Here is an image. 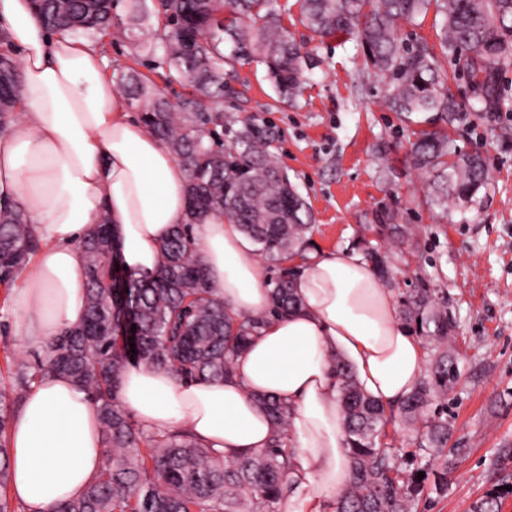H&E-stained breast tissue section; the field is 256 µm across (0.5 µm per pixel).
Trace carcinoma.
Returning <instances> with one entry per match:
<instances>
[{"label":"carcinoma","mask_w":512,"mask_h":512,"mask_svg":"<svg viewBox=\"0 0 512 512\" xmlns=\"http://www.w3.org/2000/svg\"><path fill=\"white\" fill-rule=\"evenodd\" d=\"M32 7L53 31L106 36L112 28L113 0H32ZM432 8L441 16V56L426 44L408 45L401 30V22H413ZM128 11L139 30L141 50L152 55L162 50L157 66L175 70L194 89L176 109L149 90L145 75L131 67L119 73L141 120L188 173L187 222L166 236L159 270L148 279L117 276L115 230L98 225L80 245L85 318L63 331L43 360L17 367L16 399L36 380L62 374L97 407L103 466L79 496L52 512H281L300 482L285 448L288 405L258 398L273 424L270 445L227 462L186 429L158 434L137 427L120 405L119 383L132 358L182 380L222 382L266 322L298 309L292 285L301 268L290 267L280 269L272 281L265 313L231 314L207 287L192 229L221 211L259 245L267 260L305 257L313 215L271 151L273 132L244 122L227 148L216 149L209 126L221 125L222 115L205 105L224 97L225 34L233 41L232 53L251 48L279 94L290 99L317 64L281 26L273 0H158L152 10L147 0H128ZM153 11L165 16L161 30L150 22ZM305 17L322 35L359 39L367 70L387 86L391 111L408 119L435 114L444 127L413 131L411 156L419 168L433 172L431 201L443 212H448L450 198L471 201L486 185V162L479 154L458 150L448 129L473 116L495 119L508 107L498 64L512 49V0H305ZM448 58L471 80L469 106L448 88ZM22 92L18 64L0 55L1 128L13 120ZM39 247L21 207L1 205L0 284H13ZM364 254L381 285H391L387 254L377 245L365 247ZM120 280L135 296L134 353L126 342L123 301L112 293ZM400 307L404 324L432 349L429 371L398 404L387 408L369 397L348 364L333 359L351 460L349 484L336 499V512H418L428 477L418 479L425 467L417 458L427 455L443 460L435 484L448 486V467L458 452L448 447L452 426L447 398L459 383L448 354L455 323L448 310L436 306L428 288L402 294ZM399 420L422 423L416 448L382 442L386 427Z\"/></svg>","instance_id":"carcinoma-1"}]
</instances>
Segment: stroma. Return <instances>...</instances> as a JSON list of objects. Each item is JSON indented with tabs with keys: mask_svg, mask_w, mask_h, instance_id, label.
Returning <instances> with one entry per match:
<instances>
[{
	"mask_svg": "<svg viewBox=\"0 0 512 512\" xmlns=\"http://www.w3.org/2000/svg\"><path fill=\"white\" fill-rule=\"evenodd\" d=\"M282 22L319 64L292 101L281 99L263 65L228 56L224 65L225 117L252 119L276 134L279 161L310 205L311 249L357 253V242L382 241L388 214L413 234L388 252L401 290L428 287L456 331L448 345L461 375L448 397L454 421L450 440L460 454L445 492L430 491L426 512H471L502 486L500 512H512V111L495 124L472 117L452 130L458 149L481 153L489 180L469 204L450 202L440 212L428 198L430 173L409 156L406 122L386 104V86L363 72L364 52L351 37H326L307 27L303 0H277ZM115 35L93 42L105 76L132 66L170 100L189 90L153 68L133 38L126 0H117ZM18 311L0 287V390L11 389L23 362L44 359L47 348L17 336Z\"/></svg>",
	"mask_w": 512,
	"mask_h": 512,
	"instance_id": "1",
	"label": "stroma"
}]
</instances>
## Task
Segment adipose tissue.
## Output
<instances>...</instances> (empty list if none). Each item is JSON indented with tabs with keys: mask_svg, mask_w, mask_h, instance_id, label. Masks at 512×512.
<instances>
[{
	"mask_svg": "<svg viewBox=\"0 0 512 512\" xmlns=\"http://www.w3.org/2000/svg\"><path fill=\"white\" fill-rule=\"evenodd\" d=\"M0 33L20 54L24 87L21 119L0 135V200L19 204L45 245L15 294V332L39 346L84 318L78 244L97 224L114 226L129 273L156 274L161 242L185 221L188 176L129 112L91 43L47 29L31 0H0ZM194 231L207 283L226 308L264 312L271 278L253 241L220 212ZM293 290L299 311L267 322L225 381L186 382L135 363L122 374L120 403L143 428H188L228 460L270 443L273 425L257 396L287 404V443L303 481L285 512H319L317 493L342 488L350 475L331 356L348 363L363 390L385 405L412 390L424 359L393 295L348 252L310 254ZM9 442L12 494L31 512H52L100 470L96 406L63 375L32 385Z\"/></svg>",
	"mask_w": 512,
	"mask_h": 512,
	"instance_id": "ef3b65f1",
	"label": "adipose tissue"
}]
</instances>
